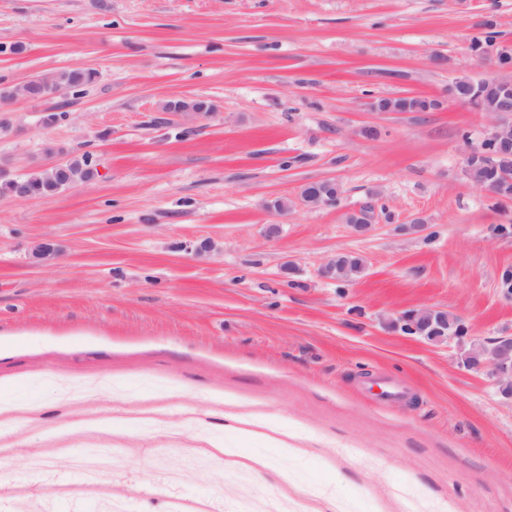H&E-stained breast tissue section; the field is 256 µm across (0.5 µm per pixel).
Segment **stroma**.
<instances>
[{"instance_id":"stroma-1","label":"stroma","mask_w":512,"mask_h":512,"mask_svg":"<svg viewBox=\"0 0 512 512\" xmlns=\"http://www.w3.org/2000/svg\"><path fill=\"white\" fill-rule=\"evenodd\" d=\"M505 44L512 0H0V87L99 73L52 124L51 102L0 101V180L96 169L0 194V512H512V409L458 345L394 324L512 328V201L463 174L491 119L448 93ZM413 95L442 106L370 109ZM326 178L338 205H302ZM340 252L360 278L320 276ZM214 443L264 464L224 468ZM47 168H51L54 171L64 168V171L62 174H56L47 169L21 177L29 192L36 197L53 196L76 182L90 178L94 174L92 159L89 155H83L81 160H71L65 167L64 163H55ZM13 191L14 186L11 180L0 183L1 194H11ZM29 192L17 188L13 196L22 199L34 198ZM435 318V320H434ZM454 316L448 313L447 315L437 314L436 317H431L429 321L421 322L416 320L411 314V310L401 313L395 320L397 326H409L417 336L435 344H448L453 340L459 341L467 335V328L461 322L459 318L458 324H456L455 331L448 333V324H451ZM401 330L407 334H412L401 328Z\"/></svg>"}]
</instances>
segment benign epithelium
<instances>
[{
	"label": "benign epithelium",
	"mask_w": 512,
	"mask_h": 512,
	"mask_svg": "<svg viewBox=\"0 0 512 512\" xmlns=\"http://www.w3.org/2000/svg\"><path fill=\"white\" fill-rule=\"evenodd\" d=\"M483 82L496 84L504 94L495 112L496 120L490 126L484 144L497 149L499 154L512 152V81L507 78L489 77ZM436 317L421 322L411 312L401 313L395 320L397 326H407L417 336L435 344H447L467 335L463 323L456 324L455 331L448 332V316L432 310ZM461 364L468 370L486 375L497 393L512 402V333L505 331L497 336L485 337L473 342L460 356Z\"/></svg>",
	"instance_id": "7a95c632"
}]
</instances>
